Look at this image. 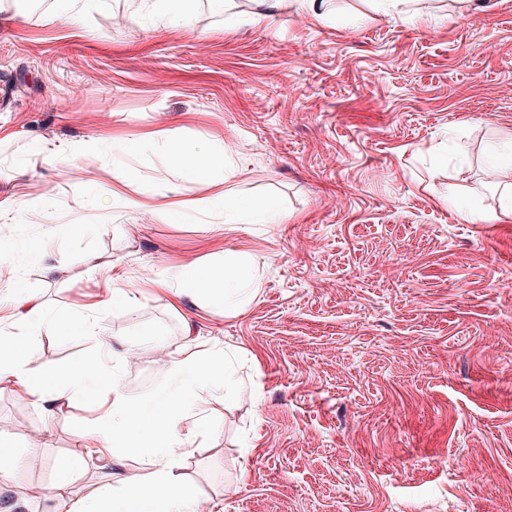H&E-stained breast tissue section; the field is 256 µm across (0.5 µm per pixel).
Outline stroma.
Listing matches in <instances>:
<instances>
[{"mask_svg":"<svg viewBox=\"0 0 512 512\" xmlns=\"http://www.w3.org/2000/svg\"><path fill=\"white\" fill-rule=\"evenodd\" d=\"M42 2L0 13V200L13 218L0 233L19 244L0 253V280L99 334L45 331L33 364L91 362L108 339L136 398L170 380L157 351L228 352L209 429L179 463L203 512H512V216L469 224L448 200L457 187L471 206L501 205L486 179L512 143V0H422L420 13L323 0L318 17L285 0L263 26L246 22L259 0H195L187 28L140 0H95L47 26L55 3ZM157 129L230 144L225 192L275 199L284 223L130 208L210 193L145 150L138 177L116 180L117 145ZM92 137L97 155L82 157ZM227 252L259 269L239 313L193 297L173 309L149 286ZM116 287L137 304L107 306ZM101 410L95 391L50 415L0 383L8 492L24 512H54L74 456L86 467L72 493L90 506L107 478L142 471L137 450L112 466L81 440Z\"/></svg>","mask_w":512,"mask_h":512,"instance_id":"obj_1","label":"stroma"}]
</instances>
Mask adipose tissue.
<instances>
[{"mask_svg": "<svg viewBox=\"0 0 512 512\" xmlns=\"http://www.w3.org/2000/svg\"><path fill=\"white\" fill-rule=\"evenodd\" d=\"M138 145L151 149L165 167L214 188L210 196L201 200L149 204L153 215L177 222L207 210L223 213L228 224L283 223L274 200L256 203L224 193L222 180L213 175L224 165L223 143L188 148L163 129L142 135ZM256 281V269L249 261H213L203 267L188 265L171 272L159 286L166 292L170 306H177L182 296L191 295L231 315L250 299ZM12 297L22 308L18 315L20 330H0V382L13 384L20 394L50 413L58 404L106 383L109 406L85 429L84 438L95 442L96 455L111 459L117 449L133 447L149 465L147 473L105 484L93 512H198L197 499L177 471V462L185 454L180 426L189 420L204 426L213 386L229 378L223 356L185 358L170 353L171 387L133 399L123 394L117 379H104V365L100 362L50 372L34 367L28 354L38 346L47 321L40 306L30 303L20 291H13Z\"/></svg>", "mask_w": 512, "mask_h": 512, "instance_id": "1", "label": "adipose tissue"}]
</instances>
